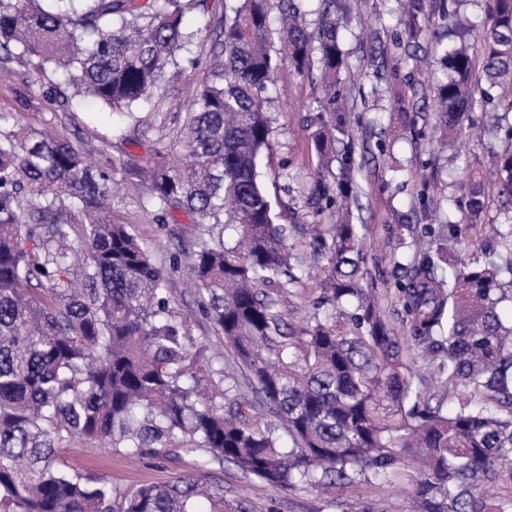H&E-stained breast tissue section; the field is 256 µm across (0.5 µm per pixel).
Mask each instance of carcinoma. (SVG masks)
I'll return each mask as SVG.
<instances>
[{
	"mask_svg": "<svg viewBox=\"0 0 512 512\" xmlns=\"http://www.w3.org/2000/svg\"><path fill=\"white\" fill-rule=\"evenodd\" d=\"M307 2L0 0V65L21 67L18 105L38 100L65 125L96 107L135 118L178 84L189 98L175 156L131 155L118 180L109 138L94 160L48 126L0 133V512H198L202 499L226 512L222 489L197 477L122 490L63 467L58 448L75 437L129 455L177 443L202 469L228 461L283 490L354 487L415 457L413 512H512V319L501 315L512 305V243L482 261L453 256L484 223L490 194L471 182L462 220L427 227L431 247L404 267L396 288L407 335H398L359 285L357 225L336 215L357 201L362 169L340 104L337 21L350 5L315 0L310 12ZM485 2L480 47L442 49L435 126L450 140L466 134L477 95L498 113L507 146L491 154L492 192L512 212V0ZM427 4L408 0L382 50L387 76L397 78L398 53L414 56ZM274 10L284 21L276 30ZM190 14L205 20L210 42L201 69ZM280 71H318L328 88L310 241L327 267L297 328L265 292L297 280L258 172L271 146L265 93ZM405 87L388 86L401 105L424 90ZM119 185L144 190L161 224L183 211L200 228L234 226L236 238L201 237L187 261L159 265L131 225L112 223ZM182 268L292 448L281 450L268 425L225 417L203 393L193 342L169 310L168 284ZM416 358L439 362L454 408L415 380Z\"/></svg>",
	"mask_w": 512,
	"mask_h": 512,
	"instance_id": "cac0c4a2",
	"label": "carcinoma"
}]
</instances>
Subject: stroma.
Returning a JSON list of instances; mask_svg holds the SVG:
<instances>
[{
	"mask_svg": "<svg viewBox=\"0 0 512 512\" xmlns=\"http://www.w3.org/2000/svg\"><path fill=\"white\" fill-rule=\"evenodd\" d=\"M394 6V0H366L363 17L343 24L338 38L347 53V66L340 81L345 101L352 104L350 121L356 150L369 158L359 179V203L350 209L351 223L363 227L361 285L375 289L384 315L396 326L401 307L395 284L403 271L395 266L394 256L411 253L422 244L426 225L439 224L448 217L460 218L470 178L492 183L486 156L490 150L503 149L505 140L503 135L494 136L486 130L491 121L489 106L475 108L467 138L445 146L432 133V98L418 99L416 125L411 128L387 93L372 95V87L379 84L380 69L368 24L379 16L386 28H394ZM445 32L444 22L433 18L416 58L402 60L400 75L433 86L442 76L436 46ZM360 89L368 93L362 104L353 99ZM267 96L274 117L272 148L263 155L260 171L273 221L285 227L287 244L297 262L298 280L286 288L288 305L282 310L285 320L295 325L311 314L320 295L317 283L323 274L321 265L313 260L310 238L303 232L304 225L313 221L310 196L317 164L313 139L319 129L316 108L323 92L320 85L295 77L269 85ZM64 133L86 149L97 145L100 138H111V156L117 164L140 151L133 142L138 135L133 122L106 108L80 115L76 124L66 126ZM420 170L427 171L430 180L424 203L418 200L421 189L414 177ZM176 218L179 232L173 235L154 221L137 195H122L112 203L113 221L132 225L159 264L193 248L190 218L183 212L177 213ZM170 286L171 311L193 339L203 363L223 373L222 386L227 390L224 412L235 413L242 399L253 400L250 374L236 365L231 346L201 314L197 292L188 278L174 276ZM58 457L66 467L107 478L120 489L173 483L197 474L222 487L226 507L233 510L241 506L247 512H409L416 480L415 470L409 466L397 474L325 496L307 486L288 491L274 489L231 463L203 471L197 457L186 452L167 457L147 452L130 459L76 438L61 444Z\"/></svg>",
	"mask_w": 512,
	"mask_h": 512,
	"instance_id": "35a3bbf8",
	"label": "stroma"
}]
</instances>
